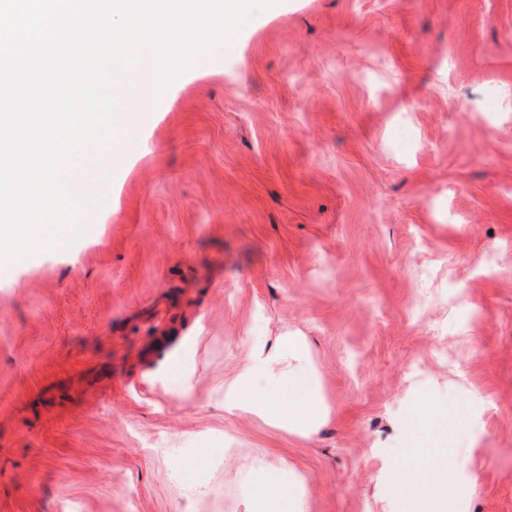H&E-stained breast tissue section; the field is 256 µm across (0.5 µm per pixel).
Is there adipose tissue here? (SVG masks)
Segmentation results:
<instances>
[{"mask_svg": "<svg viewBox=\"0 0 512 512\" xmlns=\"http://www.w3.org/2000/svg\"><path fill=\"white\" fill-rule=\"evenodd\" d=\"M224 410L235 415L256 414L272 426L312 436L323 423L328 408L318 373L301 337L282 336L274 344L253 341L241 358L236 376L224 388ZM441 423L428 403L418 404L407 427L415 446L398 468L408 492L409 512H430L436 494L447 491L451 463L436 446ZM304 474L287 463L263 468L250 489L257 512H309Z\"/></svg>", "mask_w": 512, "mask_h": 512, "instance_id": "1", "label": "adipose tissue"}]
</instances>
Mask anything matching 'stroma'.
<instances>
[{"instance_id":"stroma-1","label":"stroma","mask_w":512,"mask_h":512,"mask_svg":"<svg viewBox=\"0 0 512 512\" xmlns=\"http://www.w3.org/2000/svg\"><path fill=\"white\" fill-rule=\"evenodd\" d=\"M110 156L71 245L0 267V512H404L421 400L464 412L438 512H512V0H280ZM304 336L312 439L224 413ZM250 489L257 512H309L305 475L290 469L287 461L266 466Z\"/></svg>"}]
</instances>
